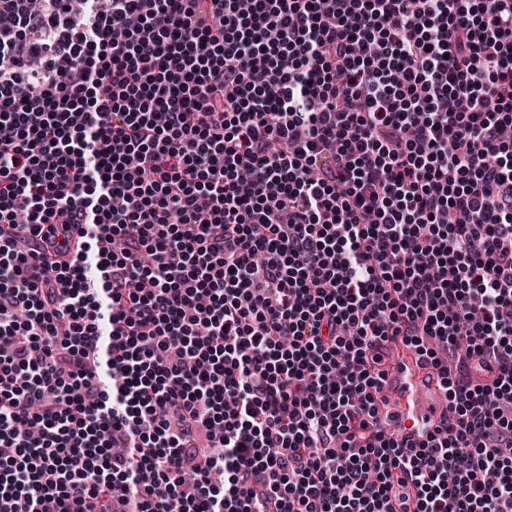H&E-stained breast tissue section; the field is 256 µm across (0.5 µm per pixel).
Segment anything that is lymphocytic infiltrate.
<instances>
[{
	"label": "lymphocytic infiltrate",
	"instance_id": "f902f5d3",
	"mask_svg": "<svg viewBox=\"0 0 512 512\" xmlns=\"http://www.w3.org/2000/svg\"><path fill=\"white\" fill-rule=\"evenodd\" d=\"M0 512H512V0H0Z\"/></svg>",
	"mask_w": 512,
	"mask_h": 512
}]
</instances>
